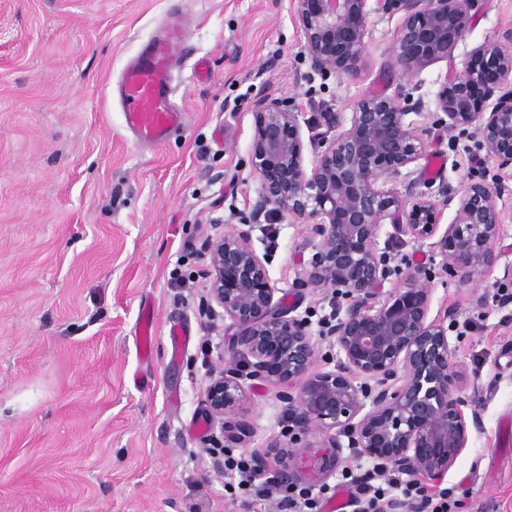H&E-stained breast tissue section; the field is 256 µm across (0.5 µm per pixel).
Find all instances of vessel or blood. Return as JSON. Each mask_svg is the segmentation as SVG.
<instances>
[{
  "instance_id": "b4317fda",
  "label": "vessel or blood",
  "mask_w": 512,
  "mask_h": 512,
  "mask_svg": "<svg viewBox=\"0 0 512 512\" xmlns=\"http://www.w3.org/2000/svg\"><path fill=\"white\" fill-rule=\"evenodd\" d=\"M185 40L183 24L170 19L123 73L120 89L125 125L141 142L163 144L187 123L186 113L171 102L172 61Z\"/></svg>"
}]
</instances>
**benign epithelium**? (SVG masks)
<instances>
[{
	"label": "benign epithelium",
	"mask_w": 512,
	"mask_h": 512,
	"mask_svg": "<svg viewBox=\"0 0 512 512\" xmlns=\"http://www.w3.org/2000/svg\"><path fill=\"white\" fill-rule=\"evenodd\" d=\"M370 0H293L313 71L350 75L368 47ZM473 0H383L382 10L403 9L395 59L400 72L416 76L448 59L465 29ZM448 128L477 127L487 157L512 165V49L500 42L477 46L466 70L448 77L437 93ZM251 159L261 193L254 218L271 206L313 224L310 268L297 287L332 289L346 299L329 335L336 364L318 370L311 323L289 315L275 300L266 259L248 233L230 232L208 246L209 297L237 333L224 373L207 392L213 421L239 413L245 381L282 389L291 411L288 445L255 458L277 467L281 482L314 481L349 447L373 462L432 480L448 473L467 447L477 416L466 417L461 371L448 327L430 317L433 288L420 267L403 285L384 290L391 274L378 232L388 222L395 238L430 242L443 269L459 284L477 282L496 267L495 243L504 215L497 192L471 182L453 221L418 195L406 206L384 184L415 163L424 151L408 108L380 94L360 98L348 123L324 113L327 130L309 137L319 149L311 169L299 113L278 98L253 105ZM319 435L315 443L310 436ZM347 438L343 444L341 438Z\"/></svg>",
	"instance_id": "obj_1"
}]
</instances>
